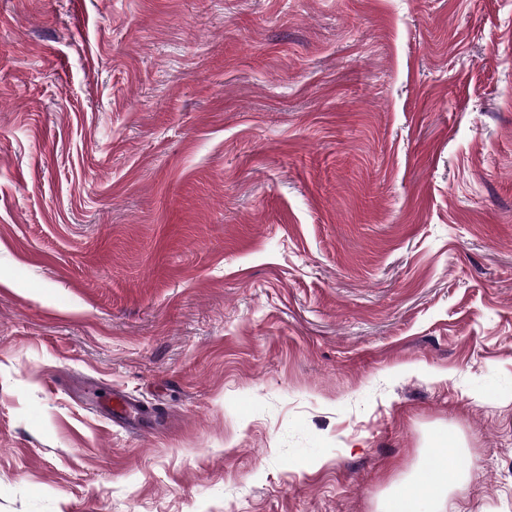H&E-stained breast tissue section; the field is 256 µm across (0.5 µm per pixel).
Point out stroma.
Wrapping results in <instances>:
<instances>
[{
	"label": "stroma",
	"mask_w": 512,
	"mask_h": 512,
	"mask_svg": "<svg viewBox=\"0 0 512 512\" xmlns=\"http://www.w3.org/2000/svg\"><path fill=\"white\" fill-rule=\"evenodd\" d=\"M445 429L512 512V0H0V512H379Z\"/></svg>",
	"instance_id": "obj_1"
}]
</instances>
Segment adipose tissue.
<instances>
[{"instance_id":"adipose-tissue-1","label":"adipose tissue","mask_w":512,"mask_h":512,"mask_svg":"<svg viewBox=\"0 0 512 512\" xmlns=\"http://www.w3.org/2000/svg\"><path fill=\"white\" fill-rule=\"evenodd\" d=\"M465 480L454 451V437L442 433L435 437L426 457L409 478L410 492L393 488L381 512H446L448 493Z\"/></svg>"}]
</instances>
